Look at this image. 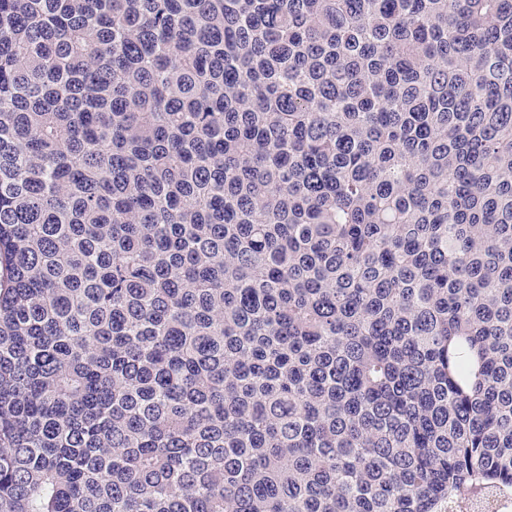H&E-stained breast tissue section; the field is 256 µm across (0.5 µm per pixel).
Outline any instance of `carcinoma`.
Wrapping results in <instances>:
<instances>
[{
	"label": "carcinoma",
	"mask_w": 512,
	"mask_h": 512,
	"mask_svg": "<svg viewBox=\"0 0 512 512\" xmlns=\"http://www.w3.org/2000/svg\"><path fill=\"white\" fill-rule=\"evenodd\" d=\"M0 512H493L512 0H0Z\"/></svg>",
	"instance_id": "carcinoma-1"
}]
</instances>
